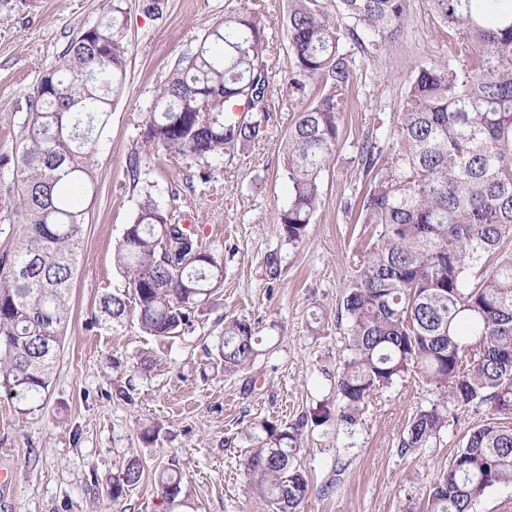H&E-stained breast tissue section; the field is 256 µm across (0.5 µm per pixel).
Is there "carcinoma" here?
I'll list each match as a JSON object with an SVG mask.
<instances>
[{
	"mask_svg": "<svg viewBox=\"0 0 512 512\" xmlns=\"http://www.w3.org/2000/svg\"><path fill=\"white\" fill-rule=\"evenodd\" d=\"M288 0L292 58L282 97L296 110L282 146L288 201L277 223L300 242L322 204L342 113L353 110L357 67L375 62L402 35L409 0ZM123 0L69 40L58 63L25 97L20 146L0 154V209L22 232L0 253V389L28 403L48 391L70 314V293L86 209L75 200L94 187V156L125 88L130 42ZM448 42V60L414 69L389 123L370 126L357 145L363 175L346 202L372 241L345 292L348 356L336 372V424L354 429L385 388L411 373L438 400L410 419L403 455L440 441L458 412L486 408L488 422L463 445L429 492L427 512H474L489 489L512 484V3L427 0ZM261 4L230 8L199 45L168 70L147 108L140 148L128 159L137 210L114 251L130 290L103 294L97 321L110 330L136 304L144 332L174 338L224 280L221 257L173 204L155 198L150 156L163 150L188 164L232 156L262 138L273 98V38ZM350 42L360 56L344 49ZM319 94L306 102L309 87ZM259 344L245 319L224 322L216 346L226 371L251 365ZM253 426L244 460L254 498L268 512H299L309 481L298 456L308 420ZM131 458L112 500L140 482ZM182 474L156 472L175 501Z\"/></svg>",
	"mask_w": 512,
	"mask_h": 512,
	"instance_id": "carcinoma-1",
	"label": "carcinoma"
}]
</instances>
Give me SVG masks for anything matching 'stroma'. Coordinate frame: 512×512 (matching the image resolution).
Returning <instances> with one entry per match:
<instances>
[{"instance_id": "stroma-1", "label": "stroma", "mask_w": 512, "mask_h": 512, "mask_svg": "<svg viewBox=\"0 0 512 512\" xmlns=\"http://www.w3.org/2000/svg\"><path fill=\"white\" fill-rule=\"evenodd\" d=\"M105 0H0V152L14 151L25 95L67 42L102 12ZM241 0H165L161 18L143 0H125L130 41L127 81L95 157L84 242L73 280L71 316L48 393L20 415L0 392V512H266L250 492L242 462L254 448L252 423L297 421L319 405L335 407L334 376L347 357L340 302L357 271L370 230L343 201L361 181L356 145L373 118H389L419 63L446 61L448 48L426 0H411L402 36L359 70L354 111L344 113L340 148L323 177V201L303 242H289L277 222L288 186L282 143L294 106L275 113L263 139L234 156L211 160L215 180L190 191L197 168L165 152L152 159L159 201L181 191L182 212L204 244L222 257L224 282L196 310L191 326L167 340L148 336L136 314L114 330L95 323L101 295L128 282L113 261L139 198L126 160L138 148L147 108L169 67L195 48ZM244 319L260 344L253 366L224 371L215 346L225 320ZM436 396L416 376L383 390L354 431L335 421L307 424L299 456L311 492L301 512H425L429 487L484 422L461 414L437 447L401 455L398 442L413 414ZM156 432L145 441L143 430ZM144 473L120 501L109 492L129 458ZM183 475L176 503L164 502L156 469Z\"/></svg>"}]
</instances>
